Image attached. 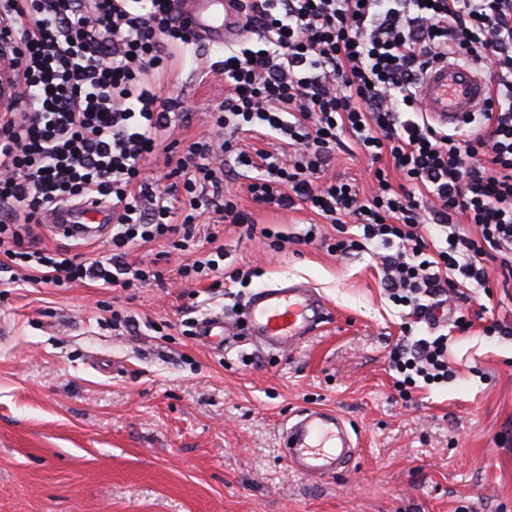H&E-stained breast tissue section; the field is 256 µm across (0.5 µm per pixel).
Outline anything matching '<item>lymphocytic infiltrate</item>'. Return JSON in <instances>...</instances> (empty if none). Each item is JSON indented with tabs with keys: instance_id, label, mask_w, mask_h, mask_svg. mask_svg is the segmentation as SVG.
Wrapping results in <instances>:
<instances>
[{
	"instance_id": "obj_1",
	"label": "lymphocytic infiltrate",
	"mask_w": 512,
	"mask_h": 512,
	"mask_svg": "<svg viewBox=\"0 0 512 512\" xmlns=\"http://www.w3.org/2000/svg\"><path fill=\"white\" fill-rule=\"evenodd\" d=\"M171 0H0V51L11 66L0 105V257L60 287L87 279L135 288L160 280L125 260L130 244L199 239L195 221L223 195L224 222L245 224L224 192V158L256 169L247 192L282 209L306 205L332 224L361 228L330 243L347 253L380 240L389 299L424 316L426 302L456 276L488 287L486 264L512 270V0H240L256 44L226 46L212 66L224 101L209 128L176 160L179 181L153 187L143 164L188 124L152 88L171 48L191 42ZM468 60L491 92L470 139L433 126L415 93L426 68ZM286 147L250 150L242 135ZM350 136L377 167L371 187L326 177ZM72 199L109 202L111 257L46 252L30 231L41 214ZM187 211L176 220L178 208ZM475 234L461 231L462 223ZM435 224L448 237L431 247ZM389 364L401 392L451 377L448 337L396 344Z\"/></svg>"
}]
</instances>
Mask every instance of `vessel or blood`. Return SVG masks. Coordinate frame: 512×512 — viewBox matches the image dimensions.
Masks as SVG:
<instances>
[{
	"instance_id": "1",
	"label": "vessel or blood",
	"mask_w": 512,
	"mask_h": 512,
	"mask_svg": "<svg viewBox=\"0 0 512 512\" xmlns=\"http://www.w3.org/2000/svg\"><path fill=\"white\" fill-rule=\"evenodd\" d=\"M177 16L199 42L224 45L247 36L248 28L237 0H173ZM487 82L469 63L440 62L425 70L418 96L431 122L459 129L486 100ZM112 222L111 207L91 201L58 205L51 224L67 238H99ZM321 296L302 284L276 285L254 293L246 306L251 332L266 347H292L320 323ZM354 448L343 418L324 409L301 413L286 430V456L291 468L321 477L344 468Z\"/></svg>"
}]
</instances>
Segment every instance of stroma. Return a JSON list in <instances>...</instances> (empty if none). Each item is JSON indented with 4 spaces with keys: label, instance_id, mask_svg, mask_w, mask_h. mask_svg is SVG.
Instances as JSON below:
<instances>
[{
    "label": "stroma",
    "instance_id": "obj_1",
    "mask_svg": "<svg viewBox=\"0 0 512 512\" xmlns=\"http://www.w3.org/2000/svg\"><path fill=\"white\" fill-rule=\"evenodd\" d=\"M220 46L174 50L158 82L182 101L194 135L224 99L207 68ZM371 162L353 141L329 174L367 187ZM248 167L232 165L239 209L258 229L322 224L306 206L255 204ZM217 224L244 282H181L186 253L171 240L131 245L156 261L162 285L48 287L0 281V512H512V273L487 265L488 289L464 281L454 301L473 322L451 330L454 377L403 399L388 354L405 316L379 283L387 249L344 255L270 246ZM309 285L325 314L290 349L260 347L243 308L258 289ZM223 318L232 338L212 348L199 324ZM307 408L335 411L358 451L338 473L310 478L286 457L283 426Z\"/></svg>",
    "mask_w": 512,
    "mask_h": 512
}]
</instances>
